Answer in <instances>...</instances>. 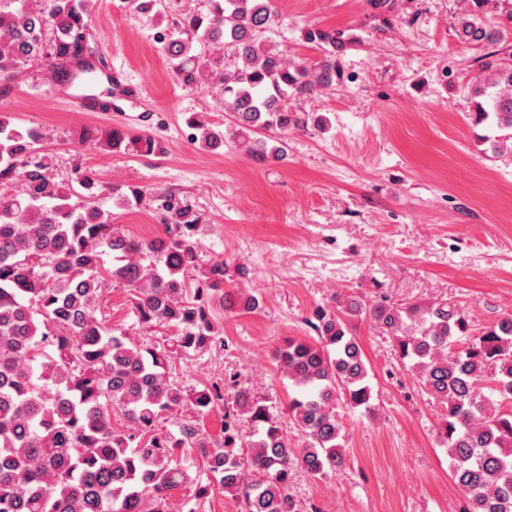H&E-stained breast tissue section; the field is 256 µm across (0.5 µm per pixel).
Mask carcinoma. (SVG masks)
<instances>
[{"instance_id":"obj_1","label":"carcinoma","mask_w":512,"mask_h":512,"mask_svg":"<svg viewBox=\"0 0 512 512\" xmlns=\"http://www.w3.org/2000/svg\"><path fill=\"white\" fill-rule=\"evenodd\" d=\"M0 7V86L26 66L45 67L71 82L94 58L77 53L89 37L90 0H7ZM207 13L189 11L163 38L162 50L187 83L220 86L226 130L200 113L185 123L206 150L228 140L263 160H280L284 144L266 132L305 121L285 104L328 84L336 64L288 66L259 37L277 23L274 0H208ZM512 26V12L494 23L473 12L458 37L491 45ZM207 47L192 51V42ZM234 64L228 69L225 52ZM488 80L471 85L478 114L512 131V64L486 62ZM38 129L0 115V512H165L170 492L191 481L171 465L180 448H197L207 482L194 497L224 490L244 512H299L288 487L296 466L323 479L345 466L344 413L368 406L369 372L351 321L370 320L425 394L440 403L438 437L462 492L459 512H512V315L475 335L466 314L446 300L429 304L370 303L356 295L316 308L309 324L317 340L288 338L275 351L293 396L288 403L298 447L250 388L233 379L181 388L169 381L177 360L219 344L210 303L254 312L259 300L224 289L226 265L194 274L198 218L171 192L133 191L78 167L58 180L53 158L40 151ZM105 151L157 155L148 133L114 129L98 139ZM121 203L144 199L163 211L164 234L139 240L112 223L102 196ZM112 255L108 264L104 256ZM132 291L138 322L178 331L162 347L145 348L102 314L112 284ZM224 407L221 435H204L199 418ZM189 415L176 431L158 429L178 410ZM127 425L118 429L112 415Z\"/></svg>"}]
</instances>
